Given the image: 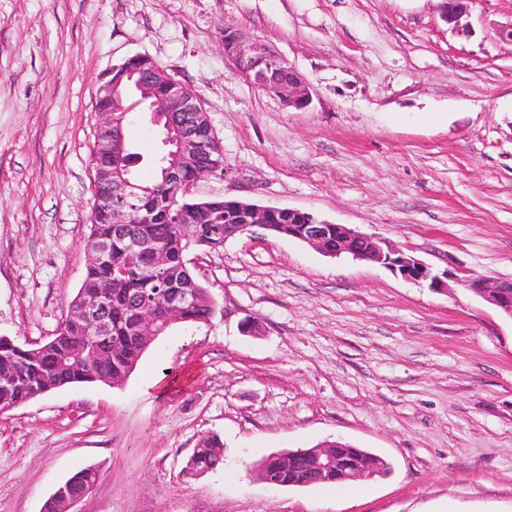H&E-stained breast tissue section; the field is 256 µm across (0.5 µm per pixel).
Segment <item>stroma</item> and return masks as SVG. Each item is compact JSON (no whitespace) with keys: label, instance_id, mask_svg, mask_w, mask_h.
<instances>
[{"label":"stroma","instance_id":"35a3bbf8","mask_svg":"<svg viewBox=\"0 0 512 512\" xmlns=\"http://www.w3.org/2000/svg\"><path fill=\"white\" fill-rule=\"evenodd\" d=\"M0 0V336L47 341L85 271L98 77L147 56L200 99L224 149L201 198L296 208L448 272L446 291L265 231L189 256L217 304L158 336L122 385L0 411V512H512V319L462 284L512 280V0ZM283 56L305 108L239 77L224 31ZM144 156V106L124 128ZM223 468L189 478L199 439ZM342 439L387 475L276 487L271 453ZM96 478L97 473L91 467L77 471L65 482V484L68 485L67 493L70 495L79 492L85 485L94 483ZM67 493L65 491V485L61 484L52 496L61 498L62 504L64 505V512H79L75 507L88 493L81 497H70Z\"/></svg>","mask_w":512,"mask_h":512}]
</instances>
